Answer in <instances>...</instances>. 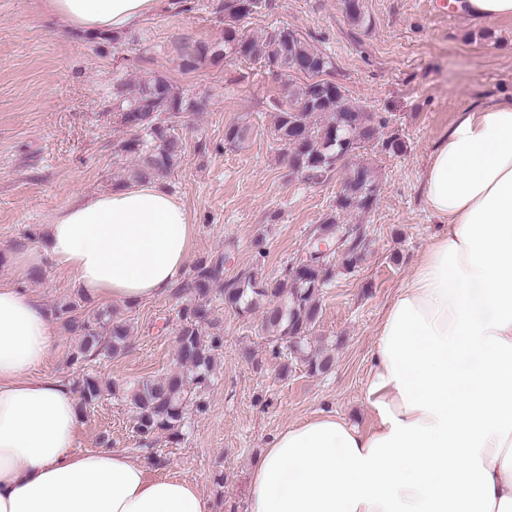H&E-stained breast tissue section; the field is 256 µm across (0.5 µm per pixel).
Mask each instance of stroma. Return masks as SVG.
Returning <instances> with one entry per match:
<instances>
[{
    "label": "stroma",
    "instance_id": "1",
    "mask_svg": "<svg viewBox=\"0 0 512 512\" xmlns=\"http://www.w3.org/2000/svg\"><path fill=\"white\" fill-rule=\"evenodd\" d=\"M365 21L353 25L343 0H264L241 20L262 40L286 26L329 55L330 80L349 100L384 118L357 162L377 176V202L343 216L367 230L356 271L341 275L320 296L321 317L311 340L333 356L331 369L309 374L286 345L261 331V313L248 317L211 304L206 332L219 336L210 384L198 392L203 409L189 407L183 438H141L126 389L175 367L179 310L188 293L176 285L161 299L117 306L130 327L118 357L68 362L76 346L53 321L56 350L45 373L77 381L96 376L105 392L82 412L79 450L110 448L143 462L149 476L174 475L196 484L212 512H246L254 459L285 427L335 411L362 427L373 421L364 400L376 330L397 288L436 231L425 210L421 178L430 152L457 112L476 103L512 100V18L483 21L435 0H362ZM224 44V0H160L157 10L118 41L60 31L40 0H0V279L35 295L46 308L76 297L68 271L45 265L30 278L19 254L36 249L45 228L76 196L102 194L121 182L131 158L114 149L127 132L115 88L166 77L202 112L184 113L177 131L186 150L162 184L194 224L191 262L230 251L229 276L247 270L277 275L309 229L335 206L346 166L310 182L292 172L276 139V102L287 75L265 61L206 59L183 69L179 48ZM239 123L249 134L239 147L224 144V129ZM399 135L401 154L383 147Z\"/></svg>",
    "mask_w": 512,
    "mask_h": 512
}]
</instances>
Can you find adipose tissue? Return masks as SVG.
<instances>
[{
    "instance_id": "ef3b65f1",
    "label": "adipose tissue",
    "mask_w": 512,
    "mask_h": 512,
    "mask_svg": "<svg viewBox=\"0 0 512 512\" xmlns=\"http://www.w3.org/2000/svg\"><path fill=\"white\" fill-rule=\"evenodd\" d=\"M157 0H44L65 29L121 31ZM423 204L441 226L376 332L373 423L323 413L255 461L246 512H512V100L459 112L434 144ZM185 206L155 181L83 196L28 262L115 304L165 297L191 257ZM43 303L0 281V512H211L197 486L113 449L78 451L71 382Z\"/></svg>"
}]
</instances>
